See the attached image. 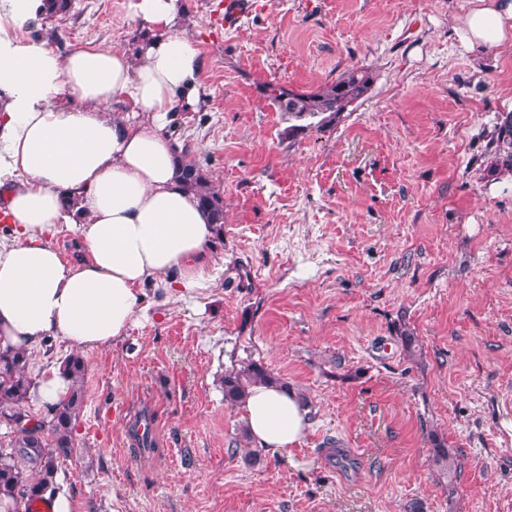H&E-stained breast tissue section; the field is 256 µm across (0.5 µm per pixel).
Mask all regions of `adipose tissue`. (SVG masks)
Returning a JSON list of instances; mask_svg holds the SVG:
<instances>
[{
  "instance_id": "1",
  "label": "adipose tissue",
  "mask_w": 512,
  "mask_h": 512,
  "mask_svg": "<svg viewBox=\"0 0 512 512\" xmlns=\"http://www.w3.org/2000/svg\"><path fill=\"white\" fill-rule=\"evenodd\" d=\"M44 0H0V340L27 351L49 338L90 352L126 336L145 284L200 285L216 243L209 212L178 177L168 131L194 110L201 49L180 25L181 0H128L135 53L61 54L24 39ZM463 49L512 40V0H470L455 27ZM122 112L109 116L108 106ZM76 224L78 262L52 240ZM251 439L278 455L310 422L294 392L256 385L244 405Z\"/></svg>"
}]
</instances>
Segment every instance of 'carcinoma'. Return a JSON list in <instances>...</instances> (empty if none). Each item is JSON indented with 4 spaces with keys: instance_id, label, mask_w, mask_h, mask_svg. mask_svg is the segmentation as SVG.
Listing matches in <instances>:
<instances>
[{
    "instance_id": "cac0c4a2",
    "label": "carcinoma",
    "mask_w": 512,
    "mask_h": 512,
    "mask_svg": "<svg viewBox=\"0 0 512 512\" xmlns=\"http://www.w3.org/2000/svg\"><path fill=\"white\" fill-rule=\"evenodd\" d=\"M72 0H45V15L51 19L70 12ZM371 75L364 68H352L335 82L311 92H294L269 83L264 94L281 112L298 118L324 115L332 123L367 92ZM491 145L502 170L512 172V114L506 115ZM180 177L216 224V240H224V197L196 161L182 160ZM30 355L10 345L0 346V508L5 512H33V503L44 500L47 490L58 488L59 462L73 455L75 425L84 400L86 366L79 355L61 361L62 370L72 381L67 400L47 409L41 419L29 411L36 382L29 373ZM224 402L240 407L248 390L256 385H291L260 360L248 359L224 371ZM34 421L32 427L9 429V421ZM432 460L443 472L457 471V457L439 440H433Z\"/></svg>"
}]
</instances>
